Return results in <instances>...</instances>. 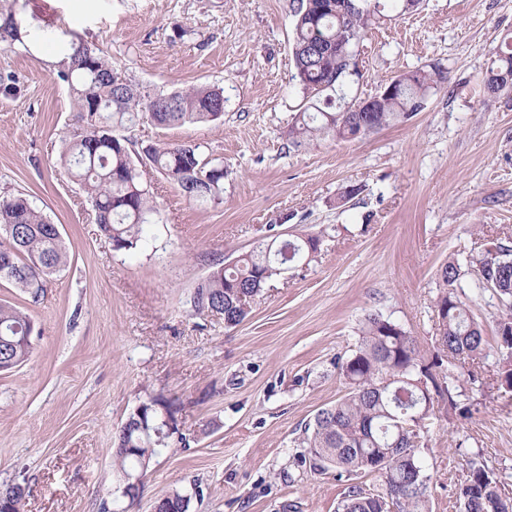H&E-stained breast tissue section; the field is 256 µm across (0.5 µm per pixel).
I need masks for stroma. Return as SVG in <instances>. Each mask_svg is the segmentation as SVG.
<instances>
[{
    "instance_id": "stroma-1",
    "label": "stroma",
    "mask_w": 512,
    "mask_h": 512,
    "mask_svg": "<svg viewBox=\"0 0 512 512\" xmlns=\"http://www.w3.org/2000/svg\"><path fill=\"white\" fill-rule=\"evenodd\" d=\"M22 27L74 35L152 92L224 91L210 123L128 130L137 145L198 146L224 168L219 203L200 205L152 169L157 211L147 242L117 251L62 167L80 127L55 76L54 44L0 42V195L24 193L57 224L70 261L39 303L29 361L0 374V484L23 512H154L173 490L189 512H336L350 486L300 464L298 440L346 388L337 368L377 313L431 357L438 275L487 238L512 234V92L484 94L482 74L512 33V0H421L368 31L346 100L402 74L443 69L424 111L354 141L288 142L304 100L292 81V0H0ZM360 194L344 203L348 185ZM275 231L321 239L309 263L269 281L246 319L196 315L190 298L216 266ZM472 417L436 410L422 450L430 512H455L462 470L477 458L512 497V391L486 362ZM161 394L180 406L186 442L150 463L136 501L121 494L114 439Z\"/></svg>"
}]
</instances>
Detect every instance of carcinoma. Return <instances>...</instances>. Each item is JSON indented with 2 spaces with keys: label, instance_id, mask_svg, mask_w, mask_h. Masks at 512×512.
Wrapping results in <instances>:
<instances>
[{
  "label": "carcinoma",
  "instance_id": "obj_1",
  "mask_svg": "<svg viewBox=\"0 0 512 512\" xmlns=\"http://www.w3.org/2000/svg\"><path fill=\"white\" fill-rule=\"evenodd\" d=\"M405 0H297L294 7L292 79L300 86L307 110L299 112L288 128V142L298 148L325 139L353 140L392 122L423 111L433 90L447 82L439 69L417 70L398 76L402 92L384 98L375 112H359L352 103L333 111L336 92L356 66L350 52L365 33L383 24L388 12H406ZM19 40L14 15L0 25V41ZM61 59L56 77L69 85L73 106L83 130L69 140L61 163L92 202L102 235L121 250H135L147 238V224L156 205L142 180L149 165L173 183L183 196L195 202L221 200L224 168L208 166L199 147L192 144L156 143L138 153L121 131L146 121L167 129L186 123L221 120L224 107L220 88L192 87L172 93H151L128 82L112 86L118 70L100 51L76 39L58 43ZM485 93L496 96L512 89V46L495 52L482 77ZM13 225V251L9 260L0 254V282L37 303L48 278L63 270L69 253L57 225L24 194L0 197V225ZM320 238L283 241L274 235L255 242L253 249L228 266L214 268L198 282L190 303L197 315L224 309V322L237 326L247 317L241 296L258 294L272 278L318 252ZM465 281L483 293L490 290L501 301L493 340H488L470 306L457 289ZM439 292L434 302L438 318L432 360L424 361L416 340L400 325L370 314L361 330L357 349L338 364L346 394L336 404L321 409L304 429L302 443L321 469H336L338 476L379 473L380 488L363 495L360 486L349 487L339 512H429L430 476L421 458L400 454L401 448H423L427 421L435 402L427 403L418 382L436 370V402L450 410L472 415L475 396L482 393L475 368L495 357L497 381L512 388V237L497 238L461 264L450 258L440 270ZM33 321L27 308L0 302V372L24 364L33 353ZM154 411L148 416L169 417L180 413L162 394L148 400ZM145 417L133 412L121 426L113 468L121 474L144 472L151 460L173 442L183 443L180 420L173 432L141 427ZM388 463L380 468L383 459ZM471 497L475 512H512V498L502 492V481L484 464L471 459L457 496L458 512H464V496ZM0 496L21 512L24 490L17 484L0 486ZM190 498L179 491L159 502L163 512H189Z\"/></svg>",
  "mask_w": 512,
  "mask_h": 512
}]
</instances>
